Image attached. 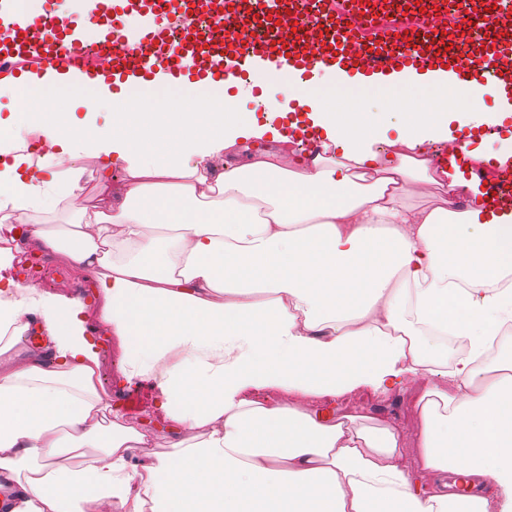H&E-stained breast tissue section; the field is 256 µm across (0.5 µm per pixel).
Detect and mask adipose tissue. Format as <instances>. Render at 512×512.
Returning <instances> with one entry per match:
<instances>
[{
    "label": "adipose tissue",
    "mask_w": 512,
    "mask_h": 512,
    "mask_svg": "<svg viewBox=\"0 0 512 512\" xmlns=\"http://www.w3.org/2000/svg\"><path fill=\"white\" fill-rule=\"evenodd\" d=\"M396 79L427 87L434 107L411 113L382 155L376 129L260 76L268 111L306 112L343 152L305 164L260 149L218 173L216 156L264 135L244 84L134 112L108 71L89 86L52 67L0 76V94L28 108L22 135L0 117V512H512V354L483 361L512 321V214L487 213L477 185L422 150L451 140V123H487L474 99L512 112V96L441 70ZM57 89L92 92L111 122L48 111ZM78 154L95 167H63ZM90 181L98 210L27 234L91 276L127 379L156 384L173 462L135 464L148 439L102 399L86 302L6 276L20 215L73 207ZM424 183L437 204H413ZM461 192L467 206L449 207ZM34 327L46 344L32 350ZM436 333L467 353L448 359ZM425 375L413 469L398 427L357 428L303 402ZM264 388L289 397L255 399ZM76 448L95 449L92 462L63 463Z\"/></svg>",
    "instance_id": "ef3b65f1"
}]
</instances>
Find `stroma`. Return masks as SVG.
Segmentation results:
<instances>
[{"mask_svg":"<svg viewBox=\"0 0 512 512\" xmlns=\"http://www.w3.org/2000/svg\"><path fill=\"white\" fill-rule=\"evenodd\" d=\"M480 107L486 113L495 114L496 119L489 133L477 132L470 139L468 150L478 161L492 159L502 140L512 137V113L496 112L495 103L489 97L481 102ZM34 262L39 263L42 269L41 288L55 295L83 298L90 302L94 290L85 274L74 269L63 255L45 251L27 236H20L18 261L13 270L18 284H25L24 270ZM85 319L100 348V383L104 400L121 419L138 423L147 434L149 443L139 449L140 457L169 454L170 427L156 406L157 392L152 383L146 381L134 386L127 385L122 378L125 352L120 339L113 336L103 324L97 305L90 302ZM427 384V378L419 376L386 394L363 388L336 399L322 400L321 405L336 414L356 416V424L360 427L397 426L405 435L404 456L414 464L418 461L421 438V421L415 400Z\"/></svg>","mask_w":512,"mask_h":512,"instance_id":"obj_1","label":"stroma"}]
</instances>
